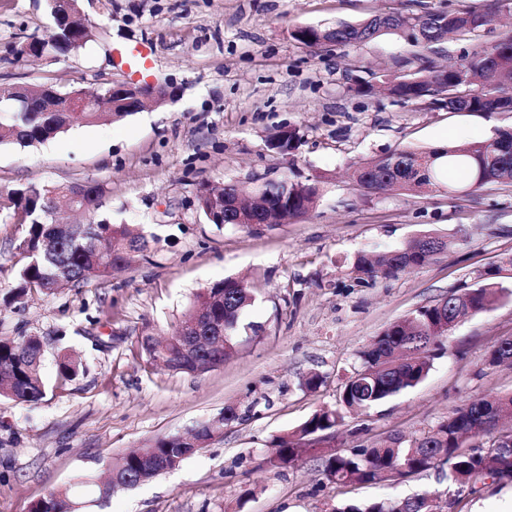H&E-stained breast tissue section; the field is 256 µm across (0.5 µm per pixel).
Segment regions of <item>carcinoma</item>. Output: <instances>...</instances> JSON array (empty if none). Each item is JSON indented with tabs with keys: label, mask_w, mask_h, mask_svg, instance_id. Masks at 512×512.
Here are the masks:
<instances>
[{
	"label": "carcinoma",
	"mask_w": 512,
	"mask_h": 512,
	"mask_svg": "<svg viewBox=\"0 0 512 512\" xmlns=\"http://www.w3.org/2000/svg\"><path fill=\"white\" fill-rule=\"evenodd\" d=\"M492 13L483 10L407 11L374 14L362 21H339L329 26H304L293 37L310 48L349 45L371 41L384 32L409 36L412 46L423 53L447 36L465 35L471 49L462 63L448 67L423 66L412 83L390 82L387 93L404 102L422 103L440 94L447 95L450 112H499L503 107L504 85L512 83V32L485 43L481 31L491 22ZM35 54L54 57L70 53L65 42L44 39L33 46ZM129 116L113 99L110 112H0V143L22 147L43 143L77 125L118 121ZM448 168L459 171L462 182L452 193L473 195L490 185H512V130L501 131L496 139L461 146L404 150L388 153L362 163L354 171L355 183L367 193L383 190L424 193L441 188L440 176ZM321 177L304 181L281 177L259 186L261 204L255 207L253 224L281 220L288 224L307 216L320 196ZM233 183L224 190L204 187L198 196L205 217L215 216L217 225L235 223L231 208L215 212L224 200L232 199ZM63 193L61 186L33 182L8 192L12 219L27 226L18 249L24 259L16 295L36 292L53 295L64 288H77L92 280L110 279L128 266L135 254L150 249L155 237L129 224L97 219L99 186L85 188L83 201L76 204L87 217L84 224H55L48 215L49 204ZM448 249L441 237L425 232L382 255L355 256L351 271L357 279L390 276L436 260ZM503 293L492 284L462 288L448 298L418 309L403 321L387 326L360 352L361 364L345 381L336 405L316 411L295 431L276 437L269 463L287 465L297 457L308 438L333 435L344 415L382 404L416 387L428 376L435 350L443 336L438 329L445 321L460 319L490 309ZM255 302L253 289L236 278H226L199 296L181 316L170 339L160 341L151 334L140 337L138 345L149 358L173 373H198L224 364L237 352V336L252 328L244 316ZM198 311L208 312L224 323L226 340L222 350H210L205 339L198 361L179 358V333ZM44 344L37 335L0 338V399L37 403L46 393L41 377ZM512 365V339H504L492 350L489 365ZM83 364L67 352L57 356L62 381H72ZM512 419V392L480 398L456 409L433 431L415 439L388 436L368 445H358L347 453H330L323 460L324 473L336 484H372L406 477L430 469L448 467V479L467 486L485 477L512 479V430H499L500 423ZM152 447L167 464L177 468L188 458L181 436L157 438ZM121 465L143 483L159 476L156 470L139 465L137 451L126 454ZM70 490H53L37 501L31 512H66ZM439 505L424 495L396 499L348 503L334 512H438Z\"/></svg>",
	"instance_id": "cac0c4a2"
}]
</instances>
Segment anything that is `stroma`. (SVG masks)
Listing matches in <instances>:
<instances>
[{
	"mask_svg": "<svg viewBox=\"0 0 512 512\" xmlns=\"http://www.w3.org/2000/svg\"><path fill=\"white\" fill-rule=\"evenodd\" d=\"M492 9L483 38L512 26V0H81L98 25L94 39L64 57H18L46 37V0H0V87L52 83L93 91L127 80L118 54L148 44L153 76L176 92L164 106L117 122L79 125L35 146L0 144V188L30 182H97L101 217L133 224L155 240L120 275L45 296L14 297L25 225L0 212V336L38 334L45 344V397L0 401V512H30L57 488L88 499L87 479L103 476L127 451L156 438L239 418L177 469L133 489H116L87 512H333L347 500L429 493L443 512H512V484L457 487L436 470L377 484L339 487L322 472L331 449L351 450L391 434L415 438L455 408L512 391V366L487 359L512 338V188L451 193L447 171L432 193L363 192L350 178L361 163L395 150H427L491 138L512 128V112H451L393 99L384 86L432 61L468 50L444 40L415 56L408 38L388 33L354 46L306 47L304 25L356 22L380 12ZM376 86L357 95L358 82ZM297 129L295 168L322 176L315 209L292 224L248 230L208 223L202 186L280 176L285 161L268 147ZM449 243L436 262L363 281L351 273L358 251L386 252L418 233ZM497 270L505 290L487 311L460 320L417 387L347 415L328 442L305 447L288 466H264L276 436L335 405L359 353L390 324L451 292L485 283ZM249 280L257 335L239 339L224 364L199 374L152 365L138 346L146 333H171L204 289ZM84 371L60 383L59 350ZM323 378L314 390L308 373Z\"/></svg>",
	"mask_w": 512,
	"mask_h": 512,
	"instance_id": "obj_1",
	"label": "stroma"
}]
</instances>
